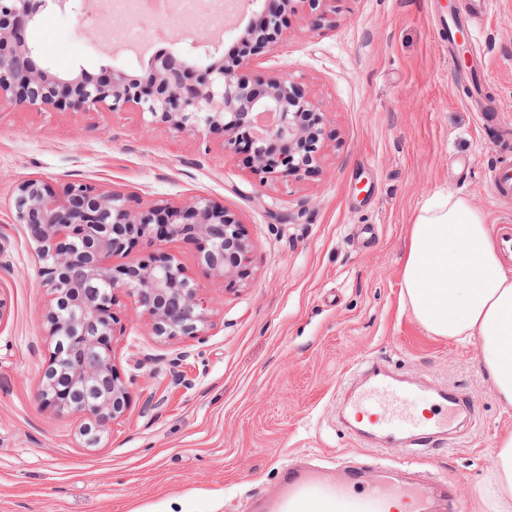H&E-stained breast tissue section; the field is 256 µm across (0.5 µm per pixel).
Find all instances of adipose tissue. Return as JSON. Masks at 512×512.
<instances>
[{
  "mask_svg": "<svg viewBox=\"0 0 512 512\" xmlns=\"http://www.w3.org/2000/svg\"><path fill=\"white\" fill-rule=\"evenodd\" d=\"M402 298L430 333L477 344L500 401L512 406V257L466 199L429 200L416 216L402 260ZM480 492L487 512H512V432L493 450Z\"/></svg>",
  "mask_w": 512,
  "mask_h": 512,
  "instance_id": "obj_1",
  "label": "adipose tissue"
}]
</instances>
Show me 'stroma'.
Instances as JSON below:
<instances>
[{"label":"stroma","instance_id":"stroma-1","mask_svg":"<svg viewBox=\"0 0 512 512\" xmlns=\"http://www.w3.org/2000/svg\"><path fill=\"white\" fill-rule=\"evenodd\" d=\"M466 0H337L318 30L290 16L282 39L254 55L255 73L300 82L328 113L319 171L263 196L244 156L134 111L0 109V512H259L289 464L349 460L367 473L448 474L473 512L499 435L512 430L477 345L429 333L401 298L411 224L437 193L466 199L491 228L512 225V197L491 176L512 169V0H488L473 24ZM53 8L29 26L34 63L54 73L121 68L145 76L157 52L105 30L102 0ZM462 19L474 72L463 73L438 24ZM479 80L495 118L463 88ZM83 181L132 207L203 195L240 220L251 244L245 278L216 279L188 239L144 240L110 257L133 264L164 252L186 269L208 319L194 338L153 335L125 293L115 362L130 400L96 446L80 422L44 407L40 377L54 344L49 290L15 186ZM380 357L419 383L461 389L465 424L420 457L364 448L341 431L336 405L348 367ZM192 382H173L169 362ZM159 400L144 411L146 398Z\"/></svg>","mask_w":512,"mask_h":512}]
</instances>
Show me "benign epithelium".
Returning a JSON list of instances; mask_svg holds the SVG:
<instances>
[{"label":"benign epithelium","mask_w":512,"mask_h":512,"mask_svg":"<svg viewBox=\"0 0 512 512\" xmlns=\"http://www.w3.org/2000/svg\"><path fill=\"white\" fill-rule=\"evenodd\" d=\"M263 31L240 29L242 50L214 59L201 35L190 51L210 63L188 65L180 48L154 57L143 79L113 68L97 78L54 75L32 65L23 37L37 21L41 0H0V107L25 105L58 110L112 112L133 109L147 125L205 137L220 130L224 150L246 153L256 186L300 181L320 167L328 140L327 112L286 76L251 74V54L276 43L294 0H265ZM310 26L328 19L334 0H299ZM16 221L29 227L43 261L51 296L48 335L54 348L39 390L40 401L84 420L91 444L126 411L128 387L114 364V340L125 333L114 311L115 292H125L149 319L152 333L194 337L207 322L183 266L169 256L111 266L107 259L140 239L194 236L201 258L218 278L242 274L250 244L235 214L198 197L182 205L143 210L124 197L74 182L60 192L38 178L15 189Z\"/></svg>","instance_id":"obj_1"}]
</instances>
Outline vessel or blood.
Segmentation results:
<instances>
[{"label": "vessel or blood", "mask_w": 512, "mask_h": 512, "mask_svg": "<svg viewBox=\"0 0 512 512\" xmlns=\"http://www.w3.org/2000/svg\"><path fill=\"white\" fill-rule=\"evenodd\" d=\"M360 378L342 407V426L355 438L383 448L419 456L423 446L451 429L466 397L458 389L430 390L406 383L383 360L366 357L351 367ZM447 476L432 483L395 481L381 475L363 481L337 465L335 474L289 469L288 480L264 512H392L399 500L410 512H427L431 494L447 489Z\"/></svg>", "instance_id": "obj_1"}]
</instances>
